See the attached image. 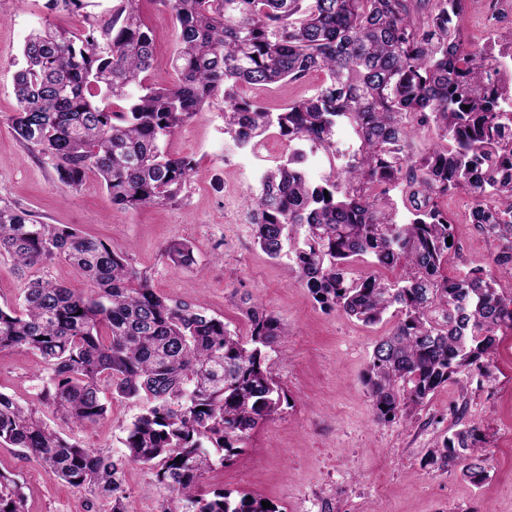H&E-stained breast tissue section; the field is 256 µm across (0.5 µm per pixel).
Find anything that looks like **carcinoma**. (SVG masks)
<instances>
[{
	"label": "carcinoma",
	"mask_w": 512,
	"mask_h": 512,
	"mask_svg": "<svg viewBox=\"0 0 512 512\" xmlns=\"http://www.w3.org/2000/svg\"><path fill=\"white\" fill-rule=\"evenodd\" d=\"M141 0H117L107 20L92 0H46L51 12L77 14L75 30L33 31L15 75L18 108L9 121L19 142L46 159L67 188L96 174L123 209L178 199L194 173L188 158L164 149L167 137L206 103L224 97V133L240 151L271 126L288 141L330 151L340 119L360 148L340 175L315 182L296 150L262 171L249 203L254 243L271 259L292 260L315 302L373 325L389 310L398 321L373 348L363 382L380 421L419 406L461 370L477 364L512 330V297L495 270L512 268V30L485 45L462 33L466 0H158L179 28L177 80L147 83L153 35ZM312 71L326 82L280 112L236 97L239 84L269 87ZM435 130L438 143L415 154L413 137ZM401 187L409 218L398 220L389 186ZM460 191L471 219L499 242L486 268L448 277L453 245L437 197ZM164 256L196 264L191 244L173 240ZM0 256L25 280L21 302L0 307V351L32 353L49 373L41 403L66 425L105 417L103 390L149 405L126 428L123 457L82 447L0 392V445L20 449L50 477L86 489L129 512L125 462L155 470L170 495L159 512H277L261 501L201 483L212 453L228 460L252 430L277 413L283 394L268 352L288 329L255 304L245 336L224 320L157 294L121 251L74 229L43 224L0 190ZM368 256L401 270L395 281L351 276ZM57 259L92 285L78 292L36 274ZM479 427L456 431L439 449L445 465L466 460L464 475L484 478ZM0 512H25L24 495L0 471Z\"/></svg>",
	"instance_id": "obj_1"
}]
</instances>
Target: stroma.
Instances as JSON below:
<instances>
[{"label":"stroma","instance_id":"1","mask_svg":"<svg viewBox=\"0 0 512 512\" xmlns=\"http://www.w3.org/2000/svg\"><path fill=\"white\" fill-rule=\"evenodd\" d=\"M491 0H466L462 27L467 42L487 43L494 32L512 27V13L493 15ZM143 19L154 36L149 81L169 86L178 30L157 0H142ZM72 29L79 19L52 13L45 0H0V189L48 224L70 227L127 252L158 294L219 317L247 334L246 307L260 304L288 328L269 371L287 396L270 420L256 429L231 460L215 463L203 480L208 492L248 494L279 512H512V332L498 335L487 374L464 371L437 389L407 417L379 422L363 384L374 345L393 326L385 316L364 325L341 309L320 307L297 280L288 259H270L253 242L246 217L260 170L288 157L294 143L267 131L266 152L258 159L241 152L224 133V99L216 97L165 143L169 154L186 157L195 173L179 199L167 205L126 210L113 205L96 177L65 188L48 163L17 139L8 122L15 112V64L29 33L43 25ZM325 81L315 71L296 82L256 89L239 86L237 95L277 112L314 94ZM337 156L316 151L311 175L321 179L342 170L360 141L348 122L333 137ZM452 224L455 246L448 274L488 266L498 243L472 224L471 199L452 191L439 199ZM173 240L195 247L197 264L180 269L163 255ZM46 370L24 350L0 352V392L36 404ZM107 414L89 428H72L81 445L120 454L125 429L147 400L107 397ZM482 435L480 454L486 477L473 481L461 466L443 467L436 448L466 424ZM0 470L21 486L27 512H108L88 493L44 474L18 449L0 446ZM130 512H158L168 491L155 473L132 463L124 470Z\"/></svg>","mask_w":512,"mask_h":512}]
</instances>
